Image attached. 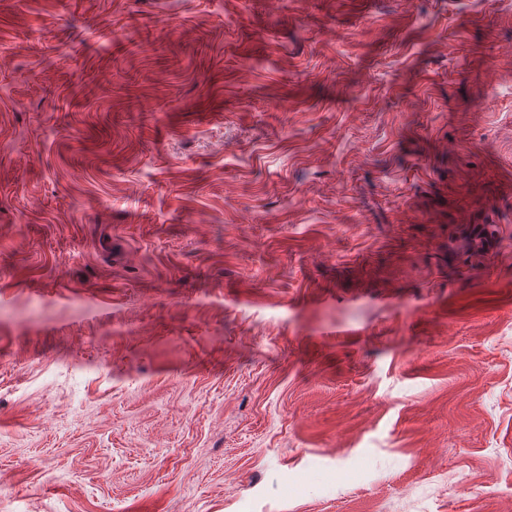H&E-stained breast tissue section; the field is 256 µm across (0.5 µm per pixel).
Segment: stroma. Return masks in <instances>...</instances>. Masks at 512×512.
Instances as JSON below:
<instances>
[{"label":"stroma","mask_w":512,"mask_h":512,"mask_svg":"<svg viewBox=\"0 0 512 512\" xmlns=\"http://www.w3.org/2000/svg\"><path fill=\"white\" fill-rule=\"evenodd\" d=\"M512 512V0H0V512Z\"/></svg>","instance_id":"stroma-1"}]
</instances>
